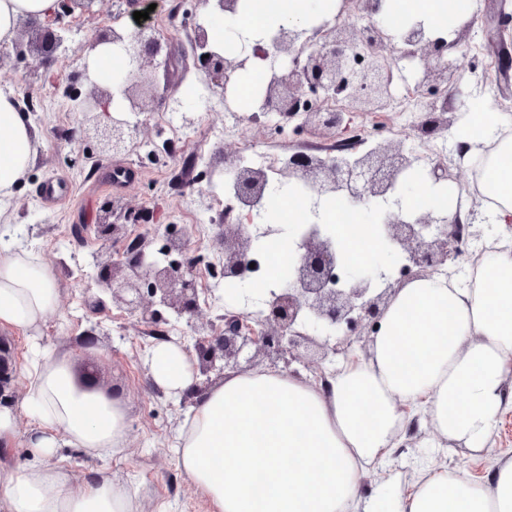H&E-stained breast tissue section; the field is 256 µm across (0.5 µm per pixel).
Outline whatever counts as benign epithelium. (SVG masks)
Instances as JSON below:
<instances>
[{
    "mask_svg": "<svg viewBox=\"0 0 512 512\" xmlns=\"http://www.w3.org/2000/svg\"><path fill=\"white\" fill-rule=\"evenodd\" d=\"M240 0H199L213 6L224 16L240 13ZM18 39L12 49L18 56L34 54L46 62L63 46L61 32L37 21L21 19ZM299 29L281 25L268 37L249 40L242 32L229 29L230 41L239 52L216 53L210 49L206 27H195L190 49L195 65L207 79V87L226 93L257 58L283 59L282 66L267 81L257 112H277L290 120L315 130L339 129V112L306 109L302 102L305 89L324 95L341 96L356 112H375L385 108L392 98V61L373 63L357 71L352 56L363 43L387 41L397 59L416 60L421 65V82L457 84L455 72L448 65V52L459 39L447 41L432 37L420 22L393 33L382 22L371 21L356 28L346 22L319 28L313 36L301 40ZM120 48L129 56V69L108 82L96 79L89 68L83 76L90 90L70 93L82 111L83 140L94 145L96 154H118L135 146L144 132L142 115L152 110L157 98L156 70L168 63L161 38L154 27L142 24L128 31L112 28L95 34L86 48ZM170 111L178 114L182 125L191 127L196 112L179 98L170 100ZM414 164L404 149L390 141H377L360 154L321 156L293 154L288 158V178L309 186L316 201L348 198L364 205L384 207L382 222L374 225L379 236L402 256L400 277L390 269L353 270L343 244L333 235L324 217L314 213L307 224H297L288 232L291 261L287 284L270 293L266 309L259 317L248 313L224 316V327L204 318L198 300L196 272L186 260L188 240L170 236L165 253H176L181 260L158 261L152 258L146 238H135L127 246V262L105 261L97 264V284L110 292L112 302L137 316L138 322L152 326L163 320L165 307L187 324L197 336L188 351L193 362L196 389L212 383V376L222 377L227 370L247 371L266 361L303 363L299 348L311 343L322 350L320 360L336 354L342 345L360 343L362 352L381 325L384 311L401 283L432 276L441 267L461 260L459 232L479 242L494 235L493 224L463 223L444 212L427 210L410 213L403 207L399 184L403 171ZM273 189L266 171L245 168L237 173L234 198L255 204L267 198ZM224 255V279L237 284L250 282L255 262V238L249 224H226L218 239ZM18 362L11 342L0 337V407L16 404Z\"/></svg>",
    "mask_w": 512,
    "mask_h": 512,
    "instance_id": "benign-epithelium-1",
    "label": "benign epithelium"
}]
</instances>
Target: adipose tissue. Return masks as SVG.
Instances as JSON below:
<instances>
[{
	"instance_id": "adipose-tissue-1",
	"label": "adipose tissue",
	"mask_w": 512,
	"mask_h": 512,
	"mask_svg": "<svg viewBox=\"0 0 512 512\" xmlns=\"http://www.w3.org/2000/svg\"><path fill=\"white\" fill-rule=\"evenodd\" d=\"M324 0H253L234 25L306 27ZM56 0H0V43L11 42L20 17H49ZM473 0H385L380 20L402 29L425 20L444 34L473 12ZM500 113L475 111L468 143L500 134L506 151L486 184L497 202L487 223L512 221V134ZM37 155L36 134L12 96L0 93V216ZM337 202L326 211L351 264L380 251L368 225L349 232ZM59 299L55 277L33 252L0 250V327L37 330ZM152 382L181 392L193 382L185 353L163 342L150 358ZM512 244L482 271L473 288L457 277L411 281L391 298L365 359L337 366L327 385L313 386L275 370L233 373L194 402L179 430V461L211 512H512V461L482 481L459 471L426 468L388 504L360 500L368 469L381 465L403 432L405 407L426 405L446 440L486 450L504 413L512 411ZM28 396L19 411L0 410V444L15 437L17 412L34 417L28 438L36 460L0 480V512H138L127 485L109 473L73 489L54 463L61 446L90 457L121 454L127 415L103 391L83 387L68 355L32 347L25 370Z\"/></svg>"
}]
</instances>
